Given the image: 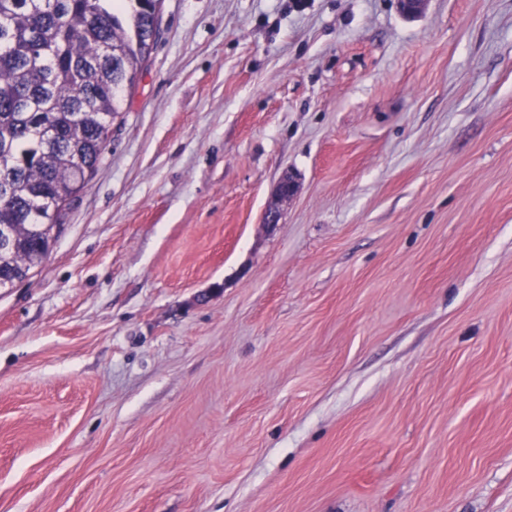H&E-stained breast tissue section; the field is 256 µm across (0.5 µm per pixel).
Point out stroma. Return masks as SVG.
Here are the masks:
<instances>
[{
    "instance_id": "obj_1",
    "label": "stroma",
    "mask_w": 512,
    "mask_h": 512,
    "mask_svg": "<svg viewBox=\"0 0 512 512\" xmlns=\"http://www.w3.org/2000/svg\"><path fill=\"white\" fill-rule=\"evenodd\" d=\"M0 512H512V0H163L0 288ZM297 188L298 185L294 175L290 172L285 173L280 179L277 187V202L265 211L264 224L275 225L279 223L281 218L279 204L291 199L296 194Z\"/></svg>"
}]
</instances>
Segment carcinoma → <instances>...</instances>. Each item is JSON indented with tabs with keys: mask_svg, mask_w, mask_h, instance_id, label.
Segmentation results:
<instances>
[{
	"mask_svg": "<svg viewBox=\"0 0 512 512\" xmlns=\"http://www.w3.org/2000/svg\"><path fill=\"white\" fill-rule=\"evenodd\" d=\"M162 0H0V286L49 256L158 35Z\"/></svg>",
	"mask_w": 512,
	"mask_h": 512,
	"instance_id": "obj_1",
	"label": "carcinoma"
}]
</instances>
